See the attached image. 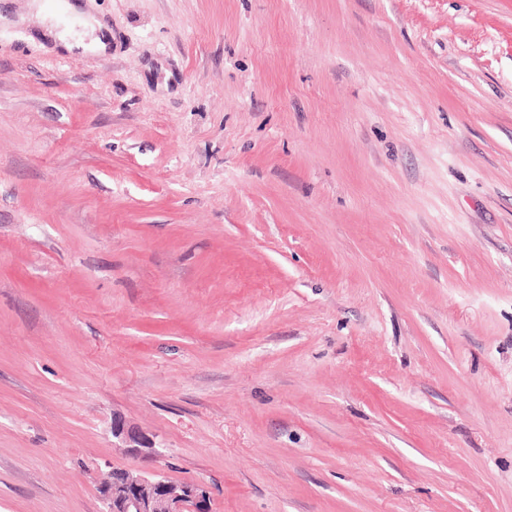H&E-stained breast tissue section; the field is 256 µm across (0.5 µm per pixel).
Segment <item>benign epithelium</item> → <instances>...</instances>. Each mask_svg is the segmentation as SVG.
Returning a JSON list of instances; mask_svg holds the SVG:
<instances>
[{"instance_id":"7a95c632","label":"benign epithelium","mask_w":512,"mask_h":512,"mask_svg":"<svg viewBox=\"0 0 512 512\" xmlns=\"http://www.w3.org/2000/svg\"><path fill=\"white\" fill-rule=\"evenodd\" d=\"M113 435L122 438L126 451L140 457L146 449L142 436L113 423ZM105 512H211L210 497L199 483L177 484L160 474L148 479L128 470L111 471L101 483Z\"/></svg>"}]
</instances>
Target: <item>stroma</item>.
<instances>
[{
	"mask_svg": "<svg viewBox=\"0 0 512 512\" xmlns=\"http://www.w3.org/2000/svg\"><path fill=\"white\" fill-rule=\"evenodd\" d=\"M0 0V512H512V0ZM161 452L134 458L113 419ZM100 486L105 512H211L209 494L199 483L177 484L160 474L148 479L112 470Z\"/></svg>",
	"mask_w": 512,
	"mask_h": 512,
	"instance_id": "35a3bbf8",
	"label": "stroma"
}]
</instances>
